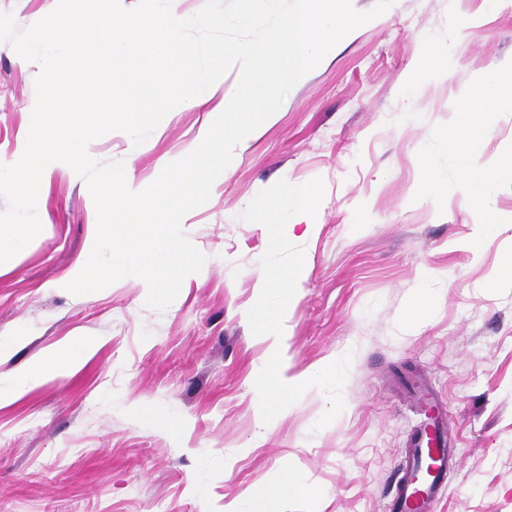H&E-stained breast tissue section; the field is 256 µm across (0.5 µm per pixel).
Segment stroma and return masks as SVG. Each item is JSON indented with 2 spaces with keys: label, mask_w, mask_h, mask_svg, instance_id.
Returning <instances> with one entry per match:
<instances>
[{
  "label": "stroma",
  "mask_w": 512,
  "mask_h": 512,
  "mask_svg": "<svg viewBox=\"0 0 512 512\" xmlns=\"http://www.w3.org/2000/svg\"><path fill=\"white\" fill-rule=\"evenodd\" d=\"M429 46L446 51L447 67L416 74ZM496 66H512V0H395L354 29L191 212L185 234L207 261L162 311L128 279L88 296L67 291L97 214L85 181L55 163L40 186L41 233L0 263V384L56 347L93 349L0 405V512H247L295 470L320 495L288 498L286 512H385L421 420L406 387L420 372L447 406L454 440L434 512H512V281L501 275L512 175L489 204L497 231L472 252L481 217L444 143L459 93ZM38 73L0 42L2 164L24 153ZM209 120L180 105L142 145L114 131L88 152L123 162L142 190L189 154ZM479 121L484 159L512 153V101ZM426 159L441 174L440 208L417 194ZM315 178L325 187L315 228L287 234L307 268L288 306L283 367L301 378L350 356L344 408L318 427L328 399L316 388L265 425L254 381L270 341L252 335L246 313L268 233L239 215L278 180ZM424 285L433 305L403 327Z\"/></svg>",
  "instance_id": "35a3bbf8"
}]
</instances>
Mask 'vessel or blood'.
<instances>
[{"mask_svg": "<svg viewBox=\"0 0 512 512\" xmlns=\"http://www.w3.org/2000/svg\"><path fill=\"white\" fill-rule=\"evenodd\" d=\"M431 421L412 436L404 471L395 481L388 512H432L433 504L448 483V417L431 409Z\"/></svg>", "mask_w": 512, "mask_h": 512, "instance_id": "b4317fda", "label": "vessel or blood"}]
</instances>
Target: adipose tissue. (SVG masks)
Returning a JSON list of instances; mask_svg holds the SVG:
<instances>
[{"instance_id": "obj_1", "label": "adipose tissue", "mask_w": 512, "mask_h": 512, "mask_svg": "<svg viewBox=\"0 0 512 512\" xmlns=\"http://www.w3.org/2000/svg\"><path fill=\"white\" fill-rule=\"evenodd\" d=\"M512 99V74L497 69L479 84L463 90L457 99L456 124L448 132V150L460 162V186L473 208L483 219L470 242L473 251H480L485 234L493 231L497 223L488 215L487 206L497 194L504 172H512V155L496 163L482 158L483 130L477 115L493 108L498 102ZM92 350L89 342L80 341L57 348L31 371L14 378L8 390H0V400H14L22 396L33 375L45 370L64 374L85 360Z\"/></svg>"}]
</instances>
